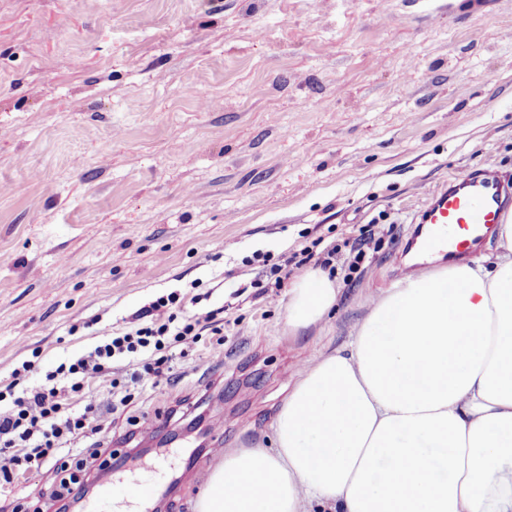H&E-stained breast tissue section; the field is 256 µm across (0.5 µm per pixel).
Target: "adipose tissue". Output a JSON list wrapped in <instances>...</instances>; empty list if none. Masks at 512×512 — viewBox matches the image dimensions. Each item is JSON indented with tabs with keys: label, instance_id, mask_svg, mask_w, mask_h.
<instances>
[{
	"label": "adipose tissue",
	"instance_id": "obj_1",
	"mask_svg": "<svg viewBox=\"0 0 512 512\" xmlns=\"http://www.w3.org/2000/svg\"><path fill=\"white\" fill-rule=\"evenodd\" d=\"M494 266L408 277L348 349L305 369L279 406L275 452L214 466L196 512H512V223ZM338 290L293 285L287 324L317 325Z\"/></svg>",
	"mask_w": 512,
	"mask_h": 512
}]
</instances>
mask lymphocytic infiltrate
I'll list each match as a JSON object with an SVG mask.
<instances>
[{
    "instance_id": "lymphocytic-infiltrate-1",
    "label": "lymphocytic infiltrate",
    "mask_w": 512,
    "mask_h": 512,
    "mask_svg": "<svg viewBox=\"0 0 512 512\" xmlns=\"http://www.w3.org/2000/svg\"><path fill=\"white\" fill-rule=\"evenodd\" d=\"M168 304V298H158L142 310L145 324L96 346L70 363L60 364L46 374L44 384L23 389L13 396L9 406L0 407L1 482L10 484L17 476L41 470L55 452L76 448L79 439L85 438L90 442L91 453L76 461L75 474L61 481L60 486L67 491L78 484V472L93 466L103 443L98 428L92 427L89 421L92 406L76 410L71 399L92 379H104L107 388H114L115 382L109 379L108 371L115 354H135L148 348L157 351L154 362L143 364L129 376L130 385L144 388L159 385L164 365L172 360V348L192 347L203 332L214 335L211 349L221 352L224 323L218 320L216 311L194 315L180 323L175 315L167 313Z\"/></svg>"
}]
</instances>
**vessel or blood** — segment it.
Here are the masks:
<instances>
[{"mask_svg":"<svg viewBox=\"0 0 512 512\" xmlns=\"http://www.w3.org/2000/svg\"><path fill=\"white\" fill-rule=\"evenodd\" d=\"M512 219V176L495 168L464 170L449 177L436 189L415 217L425 236L419 251V269H427L433 254L457 262L484 240L495 225ZM165 459L155 456L140 461L136 473L119 480L113 471L101 472L99 494L84 505V512H118L120 506L135 504L137 512H153L156 485L146 483L148 475L160 472Z\"/></svg>","mask_w":512,"mask_h":512,"instance_id":"1","label":"vessel or blood"}]
</instances>
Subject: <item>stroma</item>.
<instances>
[{"mask_svg": "<svg viewBox=\"0 0 512 512\" xmlns=\"http://www.w3.org/2000/svg\"><path fill=\"white\" fill-rule=\"evenodd\" d=\"M488 165L512 174V0H0V388L43 382L158 297L182 319L223 308V362L205 336L127 405L98 379L74 397L119 456L148 420L202 415L158 494L195 512L225 452L272 448L301 373L400 281L431 191ZM333 245L336 306L291 332L294 277L255 282ZM56 486L42 468L0 505L56 512Z\"/></svg>", "mask_w": 512, "mask_h": 512, "instance_id": "35a3bbf8", "label": "stroma"}]
</instances>
